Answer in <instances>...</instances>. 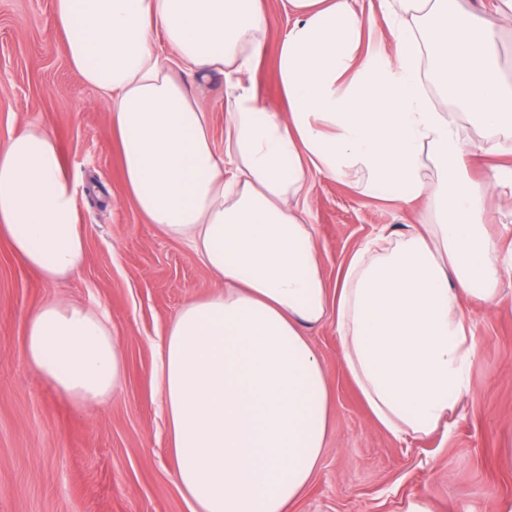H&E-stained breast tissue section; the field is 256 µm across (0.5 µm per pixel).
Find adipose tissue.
<instances>
[{
	"label": "adipose tissue",
	"instance_id": "obj_1",
	"mask_svg": "<svg viewBox=\"0 0 512 512\" xmlns=\"http://www.w3.org/2000/svg\"><path fill=\"white\" fill-rule=\"evenodd\" d=\"M283 104L254 74L263 0H53L67 57L109 108L129 198L148 223L186 242L222 284L172 317L155 379L175 482L192 512H290L325 450L333 406L309 329L332 323L342 363L392 436L447 427L477 352L466 308L497 305L512 252L489 241L484 200L512 190V168L468 174L454 101L487 131L485 154H512V58L491 9L456 0H380L392 54L361 53L369 27L353 0H283ZM223 79L224 148L187 79ZM435 175L427 177L425 166ZM322 174L409 204L432 220L356 247L328 285L306 212ZM78 188L38 126L0 147V234L47 282L85 255ZM24 354L75 403H102L124 375L120 344L94 310L34 309Z\"/></svg>",
	"mask_w": 512,
	"mask_h": 512
}]
</instances>
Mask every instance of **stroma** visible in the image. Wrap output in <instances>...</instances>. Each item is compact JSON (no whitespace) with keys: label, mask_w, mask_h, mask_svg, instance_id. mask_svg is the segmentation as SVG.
Listing matches in <instances>:
<instances>
[{"label":"stroma","mask_w":512,"mask_h":512,"mask_svg":"<svg viewBox=\"0 0 512 512\" xmlns=\"http://www.w3.org/2000/svg\"><path fill=\"white\" fill-rule=\"evenodd\" d=\"M53 0H0V146L36 124L57 139L81 188L86 242L73 275L45 282L0 238V512H191L175 483L161 395L153 379L171 317L217 286L182 242L148 224L129 199L108 109L67 58ZM268 27L257 75L279 101L280 41L292 20L265 0ZM420 200L402 207L315 176L308 199L328 283L364 239L419 223ZM488 231L512 251V198L485 200ZM494 309H469L480 339L467 387L447 430L396 439L372 418L340 363L331 324L310 333L334 402L325 452L295 512H512V282ZM53 299L106 314L125 375L105 403L75 405L32 369L23 353L30 311Z\"/></svg>","instance_id":"1"}]
</instances>
